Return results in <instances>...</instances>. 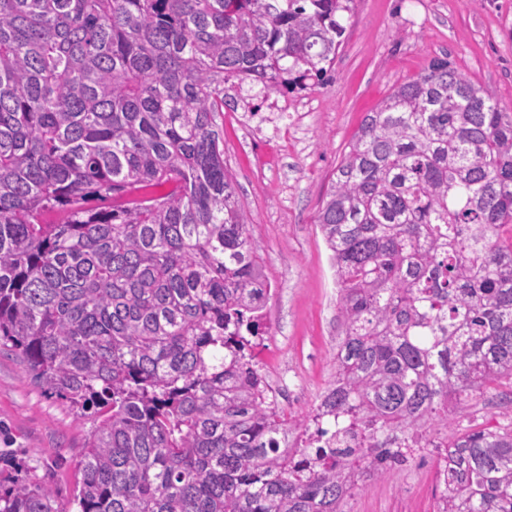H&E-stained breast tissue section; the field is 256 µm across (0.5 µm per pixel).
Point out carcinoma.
Listing matches in <instances>:
<instances>
[{"label":"carcinoma","mask_w":512,"mask_h":512,"mask_svg":"<svg viewBox=\"0 0 512 512\" xmlns=\"http://www.w3.org/2000/svg\"><path fill=\"white\" fill-rule=\"evenodd\" d=\"M352 2L0 0V343L97 410L78 512H344L448 402L512 388V109L446 57L366 113L318 212L343 337L313 418L256 368L225 85L323 83ZM431 447L436 512H512V428ZM0 512L60 510L15 482Z\"/></svg>","instance_id":"obj_1"}]
</instances>
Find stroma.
I'll return each mask as SVG.
<instances>
[{
	"instance_id": "1",
	"label": "stroma",
	"mask_w": 512,
	"mask_h": 512,
	"mask_svg": "<svg viewBox=\"0 0 512 512\" xmlns=\"http://www.w3.org/2000/svg\"><path fill=\"white\" fill-rule=\"evenodd\" d=\"M331 79L283 94L243 83L224 110V165L252 226L270 284L258 367L291 417H309L336 376L342 318L316 222L333 171L366 112L391 88L446 56L512 107V0H354ZM93 410L48 395L12 347L0 345V485L52 486L69 512ZM512 427V400L488 390L450 431ZM431 450L352 490L345 512H434Z\"/></svg>"
}]
</instances>
